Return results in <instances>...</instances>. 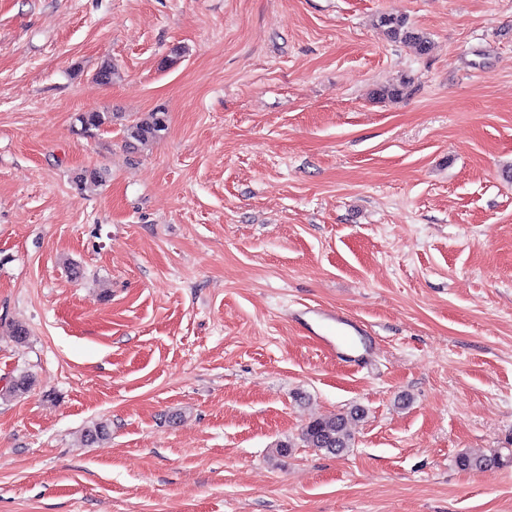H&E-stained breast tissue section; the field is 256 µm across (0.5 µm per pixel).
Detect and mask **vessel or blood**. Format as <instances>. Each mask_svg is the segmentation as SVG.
Wrapping results in <instances>:
<instances>
[{
    "label": "vessel or blood",
    "instance_id": "vessel-or-blood-1",
    "mask_svg": "<svg viewBox=\"0 0 512 512\" xmlns=\"http://www.w3.org/2000/svg\"><path fill=\"white\" fill-rule=\"evenodd\" d=\"M295 321L310 335L316 336L322 347L336 350L338 340H346L349 343L347 357L351 362H360L367 346L364 338L367 330L364 324L337 311L304 307L294 314Z\"/></svg>",
    "mask_w": 512,
    "mask_h": 512
}]
</instances>
